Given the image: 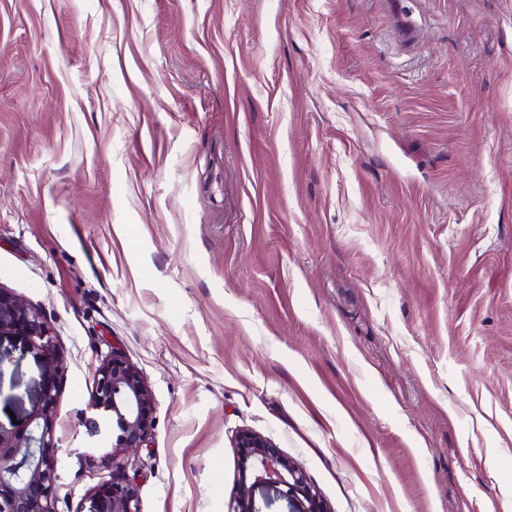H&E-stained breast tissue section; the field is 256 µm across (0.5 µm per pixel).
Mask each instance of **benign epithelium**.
I'll return each instance as SVG.
<instances>
[{
  "mask_svg": "<svg viewBox=\"0 0 512 512\" xmlns=\"http://www.w3.org/2000/svg\"><path fill=\"white\" fill-rule=\"evenodd\" d=\"M2 334L24 337L44 357L45 372L39 413L20 427H0V512H51L60 465L51 424L60 382L55 334L33 306L0 289ZM90 407L110 414L117 434L107 452L112 479L85 496L80 512H139L134 480L116 457L148 447L154 403L143 376L120 353L112 352L97 368ZM235 447L240 512H249V493L257 485L284 487V493L297 501L294 512H325L306 474L270 440L243 430L235 437Z\"/></svg>",
  "mask_w": 512,
  "mask_h": 512,
  "instance_id": "benign-epithelium-1",
  "label": "benign epithelium"
}]
</instances>
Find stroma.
Here are the masks:
<instances>
[{"instance_id": "35a3bbf8", "label": "stroma", "mask_w": 512, "mask_h": 512, "mask_svg": "<svg viewBox=\"0 0 512 512\" xmlns=\"http://www.w3.org/2000/svg\"><path fill=\"white\" fill-rule=\"evenodd\" d=\"M0 288L57 336L53 512L154 398L140 512H512V0H0ZM41 357L0 337V425ZM89 406L109 413L117 434L106 453L112 460V479L94 487L79 512H139L134 480L116 457L148 447L154 413L148 386L125 357L112 353L96 370V387ZM235 448H238L239 453L240 512H250L249 493L257 485L283 486V492L288 498H295L298 503L291 512H325L306 474L270 440L256 432L242 430L235 437Z\"/></svg>"}]
</instances>
